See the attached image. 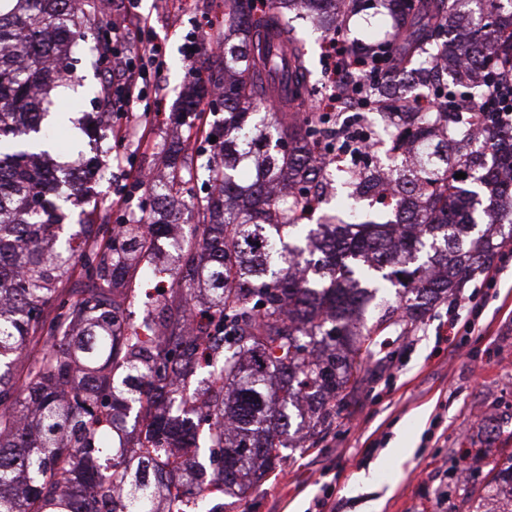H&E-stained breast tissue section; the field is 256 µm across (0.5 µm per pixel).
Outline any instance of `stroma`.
Masks as SVG:
<instances>
[{"mask_svg": "<svg viewBox=\"0 0 512 512\" xmlns=\"http://www.w3.org/2000/svg\"><path fill=\"white\" fill-rule=\"evenodd\" d=\"M137 11L151 38L164 45L167 67L160 79L147 81L132 115L107 119L117 131L110 152L124 158L122 165H109L95 187L108 224L119 211L112 204L114 186L141 170L160 179L161 155L188 136L187 127L172 120L159 123L155 108L178 114L186 71L207 75L223 65L207 46L185 59L183 45L198 25L223 31L224 0H139ZM76 73L80 84L57 105L73 117L57 137L59 150L71 157L89 149L77 121L94 111L99 84L85 63H77ZM147 125L153 133L138 143ZM465 291L476 310L462 318L475 320L480 335L449 338L448 308L440 305L410 335L386 336L378 349L383 370L369 376L330 433L314 447L289 451L281 472L230 512H313L319 501L328 512H434L441 488L446 512H490V470L512 460V265L496 287L477 277ZM456 342L466 356L453 350Z\"/></svg>", "mask_w": 512, "mask_h": 512, "instance_id": "35a3bbf8", "label": "stroma"}]
</instances>
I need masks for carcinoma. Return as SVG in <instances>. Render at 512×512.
<instances>
[{"label": "carcinoma", "instance_id": "obj_1", "mask_svg": "<svg viewBox=\"0 0 512 512\" xmlns=\"http://www.w3.org/2000/svg\"><path fill=\"white\" fill-rule=\"evenodd\" d=\"M468 2L486 15L484 41L459 66L448 42ZM103 0H0V512H224L212 488L244 496L281 467L295 436L325 434L361 387L360 372L378 338L406 336L437 304L452 302L493 257L487 231L512 239V216L496 208L512 197V128L498 126L497 74L512 71V0H380L394 19L382 47H351L365 61L360 89L388 102L408 158L392 171L395 220L359 211L343 223L313 192L323 112L306 100L305 43L288 13L316 6L313 26L331 33L342 7L365 0H224V68L209 83L191 79L182 118L193 127L214 89L224 119L211 150L165 160L148 182L150 207L135 224H98L103 202L88 183L98 161L61 169L50 161L42 126L50 92L75 82L71 56L93 69L112 62L115 21ZM457 68L458 94L483 117L484 146L470 147L456 112L419 111L416 82L426 68ZM294 76L285 112H272V72ZM391 72L407 94L385 93ZM88 136L109 139L99 117ZM209 191L193 194L194 157ZM476 168L475 189L455 174ZM346 198L377 180L375 170L344 177ZM192 201L198 222L170 250L158 246L174 225L160 204ZM78 214L76 233L62 231ZM80 269L83 286L64 281ZM171 273L168 297L132 320L146 282ZM133 417L124 441L120 418ZM206 430L204 445L199 432Z\"/></svg>", "mask_w": 512, "mask_h": 512}]
</instances>
